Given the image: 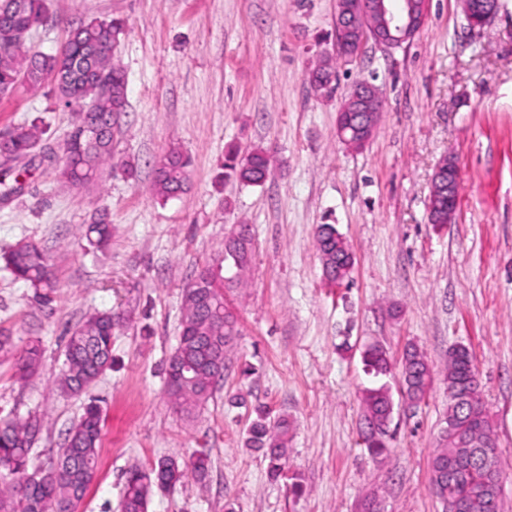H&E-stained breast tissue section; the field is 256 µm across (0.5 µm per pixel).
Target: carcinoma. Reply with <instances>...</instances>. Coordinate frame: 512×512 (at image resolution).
<instances>
[{
    "instance_id": "obj_1",
    "label": "carcinoma",
    "mask_w": 512,
    "mask_h": 512,
    "mask_svg": "<svg viewBox=\"0 0 512 512\" xmlns=\"http://www.w3.org/2000/svg\"><path fill=\"white\" fill-rule=\"evenodd\" d=\"M47 18L46 0H0V95L12 92L13 85L25 80L29 87L49 85L56 102L76 117L69 132L62 158L51 152L43 157L56 161L58 178L82 190L97 183L107 169L121 166L134 172L129 161L114 163L115 128L112 116L127 109V78L112 55L125 34V21L92 20L69 31L65 42L53 53L33 52L27 47L31 29ZM308 82L317 91L335 90L336 64L326 59L308 72ZM383 111L382 100L374 102L371 130L361 134L349 129L343 142L361 149L377 129ZM46 144L36 124H21L0 132V153L8 160L0 163V175L11 170L10 163L35 154ZM191 159L172 148L154 160V195L166 202L189 188ZM271 169V156L262 149L247 153L229 149L224 160V176L234 177L247 185L266 181ZM84 238L95 252H105L112 244V222L108 213L99 210L85 225ZM316 246L323 262L325 279L340 285L353 266L350 245L333 224H320ZM253 239L246 225L224 240V260L237 269L226 278L240 284V272L251 260ZM14 279L33 289L34 301L48 308L55 301L58 279L50 259L39 243L17 244L3 256ZM224 282V283H226ZM224 283L208 267L198 271L184 290V319L179 343L167 361L166 368L179 365L177 356L187 350L202 355L199 369L189 379L168 386L177 411L191 414L204 406L213 394L212 386L224 379L228 369L224 349L238 336V322L224 302ZM118 312L106 311L90 315L69 336L65 346V363L60 388L66 395H78L90 388L112 367V333L123 322ZM366 370L375 376L392 372L393 362L387 350L379 345L367 346L362 352ZM42 351L28 344L16 357V376L27 381L39 370ZM400 379L405 399L421 402L433 383V372L424 355L414 345L404 349ZM448 385V418L453 429L443 428L431 461V488L440 503L454 498L469 501L470 512H498L499 495L495 488L500 468V449L493 437L492 426L482 403L478 373L469 348L457 344L448 351L445 367ZM255 418L246 431V445L264 453L268 472L277 478L287 465L288 419L273 418L261 406L254 409ZM394 401L386 384L367 388L362 397L359 422V444L376 459L390 451ZM102 431V407L92 399L85 405L80 419L68 430L61 450L47 467L33 464L32 452L41 424L34 417L8 415L0 418V512H76L97 478ZM200 483L210 474L209 455L199 452L189 460L161 457L150 467L132 466L125 472L119 504L120 512H148L156 491L175 487L187 474Z\"/></svg>"
}]
</instances>
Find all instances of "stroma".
I'll return each mask as SVG.
<instances>
[{
    "label": "stroma",
    "mask_w": 512,
    "mask_h": 512,
    "mask_svg": "<svg viewBox=\"0 0 512 512\" xmlns=\"http://www.w3.org/2000/svg\"><path fill=\"white\" fill-rule=\"evenodd\" d=\"M49 19L27 46L54 52L68 30L123 18L113 60L126 72L128 108L113 141L114 169L76 191L32 155L13 163L22 193L0 200V256L41 244L59 281L53 310L0 260V416L34 415L47 463L89 399L104 410L98 475L78 512H119L125 471L163 456L203 451L210 480L185 477L155 493L149 512H442L431 491V456L448 410L450 345L469 348L502 452L499 512H512V0L471 30L458 0H429L419 33L400 47L367 42L336 63V91L313 92L308 68L335 54L336 0H47ZM379 87L383 114L360 150L336 134L350 85ZM70 112L50 86L0 96V130L36 123L62 145ZM190 155V190L159 203L153 160L169 148ZM270 150L259 186L224 177L229 148ZM455 157L460 203L452 223L428 221L438 163ZM112 221L108 252L81 236L91 214ZM249 225L251 263L225 289L239 334L229 368L194 417L176 413L163 368L178 345L182 295L196 272L231 271L224 238ZM333 224L352 247L347 285L329 286L315 246ZM124 313L112 337V367L79 396L59 377L70 330L95 312ZM38 341L42 362L17 382L15 351ZM371 343L401 358L416 345L434 373L417 409L398 406L391 453L372 459L359 444L361 396L375 379L362 362ZM255 366L244 378L242 364ZM288 417L285 476L272 477L244 445L254 405Z\"/></svg>",
    "instance_id": "35a3bbf8"
}]
</instances>
